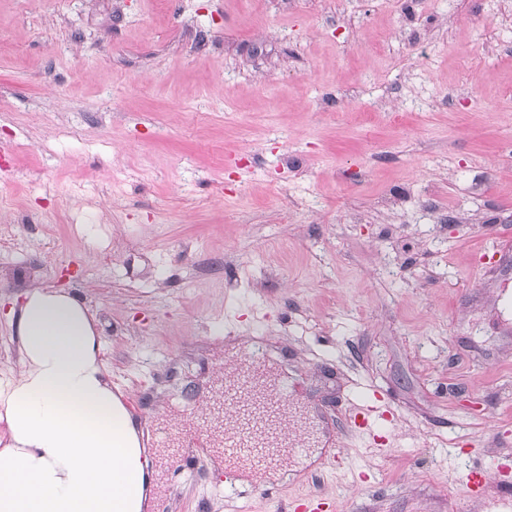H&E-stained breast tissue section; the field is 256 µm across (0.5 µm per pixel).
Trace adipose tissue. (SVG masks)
Returning <instances> with one entry per match:
<instances>
[{"label":"adipose tissue","mask_w":512,"mask_h":512,"mask_svg":"<svg viewBox=\"0 0 512 512\" xmlns=\"http://www.w3.org/2000/svg\"><path fill=\"white\" fill-rule=\"evenodd\" d=\"M12 315L20 369L0 380V512H148V450L95 316L54 288L26 292Z\"/></svg>","instance_id":"adipose-tissue-1"}]
</instances>
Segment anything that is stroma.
Segmentation results:
<instances>
[{
  "label": "stroma",
  "instance_id": "obj_1",
  "mask_svg": "<svg viewBox=\"0 0 512 512\" xmlns=\"http://www.w3.org/2000/svg\"><path fill=\"white\" fill-rule=\"evenodd\" d=\"M35 287L86 301L134 422L297 381L288 480L228 499L209 455L155 469L159 512H484L464 475L512 478V0H0V378ZM374 396L382 446L347 426Z\"/></svg>",
  "mask_w": 512,
  "mask_h": 512
}]
</instances>
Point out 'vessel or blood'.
<instances>
[{"label": "vessel or blood", "instance_id": "b4317fda", "mask_svg": "<svg viewBox=\"0 0 512 512\" xmlns=\"http://www.w3.org/2000/svg\"><path fill=\"white\" fill-rule=\"evenodd\" d=\"M252 381L243 375L224 387V400L235 409L231 423H224L222 408H214L204 423L193 424L186 434L184 453L180 456L182 472H194L203 455L214 445H221L224 457L226 495L238 492L237 477L241 468L273 469L279 464L278 450L286 440L278 423L255 416Z\"/></svg>", "mask_w": 512, "mask_h": 512}]
</instances>
